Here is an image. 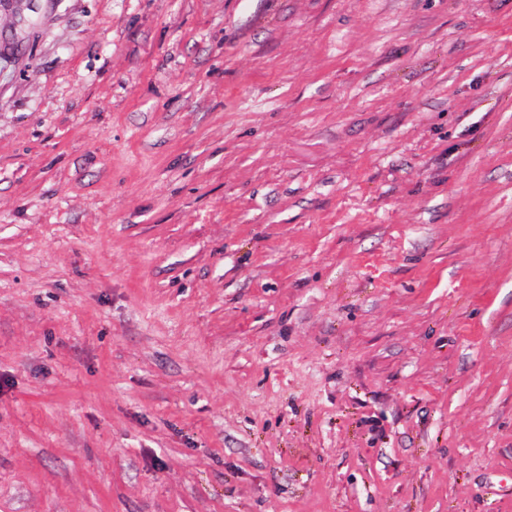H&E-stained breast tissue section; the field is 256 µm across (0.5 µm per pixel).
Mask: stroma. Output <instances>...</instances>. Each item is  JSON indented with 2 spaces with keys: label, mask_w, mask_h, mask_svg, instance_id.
<instances>
[{
  "label": "stroma",
  "mask_w": 512,
  "mask_h": 512,
  "mask_svg": "<svg viewBox=\"0 0 512 512\" xmlns=\"http://www.w3.org/2000/svg\"><path fill=\"white\" fill-rule=\"evenodd\" d=\"M0 512H512V0H0Z\"/></svg>",
  "instance_id": "1"
}]
</instances>
